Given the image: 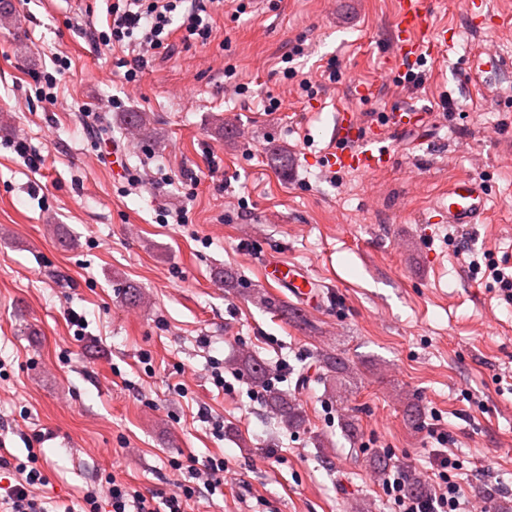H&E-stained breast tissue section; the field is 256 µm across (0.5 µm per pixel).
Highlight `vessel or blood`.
<instances>
[{
    "label": "vessel or blood",
    "instance_id": "b4317fda",
    "mask_svg": "<svg viewBox=\"0 0 512 512\" xmlns=\"http://www.w3.org/2000/svg\"><path fill=\"white\" fill-rule=\"evenodd\" d=\"M398 19L393 28L392 42L400 56L437 57L448 41L446 31L430 28L428 0H397ZM419 111L403 107L390 112L385 126L362 129L354 112L343 110L336 114L333 145L327 156L331 169H353L373 174L391 161L385 144L386 128L403 130L417 123ZM488 193L479 180L462 178L448 187V200L437 206L442 222L456 226L482 223L486 217ZM268 278L288 288L291 295L303 301H316L320 292L313 280L296 267L276 262L266 268Z\"/></svg>",
    "mask_w": 512,
    "mask_h": 512
}]
</instances>
